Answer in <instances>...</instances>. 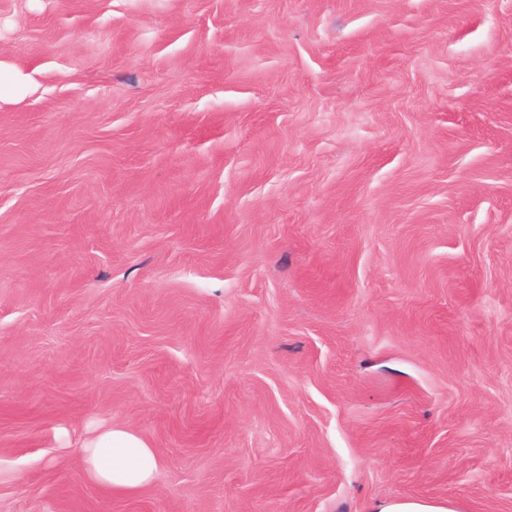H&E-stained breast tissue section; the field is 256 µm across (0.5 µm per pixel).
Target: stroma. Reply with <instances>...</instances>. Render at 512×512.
Listing matches in <instances>:
<instances>
[{
	"mask_svg": "<svg viewBox=\"0 0 512 512\" xmlns=\"http://www.w3.org/2000/svg\"><path fill=\"white\" fill-rule=\"evenodd\" d=\"M0 66V512H512V0H0ZM88 480L115 493H133L154 479L161 460L154 448L125 429H108L76 448ZM368 512H461L456 501L425 497H398L375 501Z\"/></svg>",
	"mask_w": 512,
	"mask_h": 512,
	"instance_id": "obj_1",
	"label": "stroma"
}]
</instances>
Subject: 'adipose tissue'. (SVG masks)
I'll use <instances>...</instances> for the list:
<instances>
[{
    "label": "adipose tissue",
    "mask_w": 512,
    "mask_h": 512,
    "mask_svg": "<svg viewBox=\"0 0 512 512\" xmlns=\"http://www.w3.org/2000/svg\"><path fill=\"white\" fill-rule=\"evenodd\" d=\"M88 480L115 493H132L147 487L161 460L154 448L125 429H108L78 449Z\"/></svg>",
    "instance_id": "obj_1"
}]
</instances>
